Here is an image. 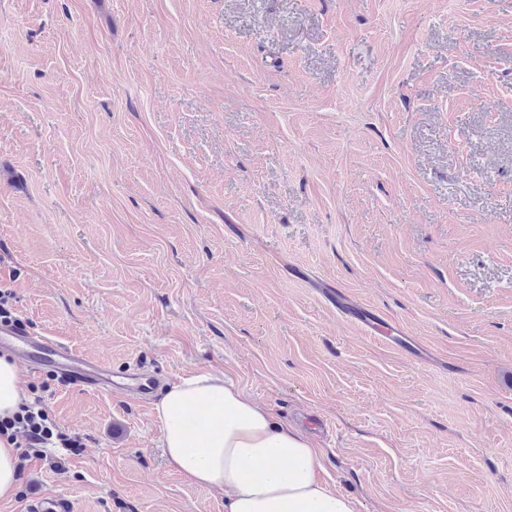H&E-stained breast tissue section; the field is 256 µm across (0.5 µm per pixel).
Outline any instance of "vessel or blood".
Wrapping results in <instances>:
<instances>
[{
  "instance_id": "obj_1",
  "label": "vessel or blood",
  "mask_w": 512,
  "mask_h": 512,
  "mask_svg": "<svg viewBox=\"0 0 512 512\" xmlns=\"http://www.w3.org/2000/svg\"><path fill=\"white\" fill-rule=\"evenodd\" d=\"M0 348L17 352L28 360L33 371L52 368L60 378L87 390L108 392L122 388L143 396L151 394L155 387L152 379L134 373L117 374L86 353L34 334L22 319L0 324Z\"/></svg>"
}]
</instances>
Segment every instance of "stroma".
<instances>
[{"label":"stroma","instance_id":"stroma-1","mask_svg":"<svg viewBox=\"0 0 512 512\" xmlns=\"http://www.w3.org/2000/svg\"><path fill=\"white\" fill-rule=\"evenodd\" d=\"M0 294L113 371L226 374L357 512H512V0H0ZM23 377L82 451L0 512H224L152 401Z\"/></svg>","mask_w":512,"mask_h":512}]
</instances>
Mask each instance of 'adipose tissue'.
Here are the masks:
<instances>
[{"label": "adipose tissue", "mask_w": 512, "mask_h": 512, "mask_svg": "<svg viewBox=\"0 0 512 512\" xmlns=\"http://www.w3.org/2000/svg\"><path fill=\"white\" fill-rule=\"evenodd\" d=\"M26 399L16 363L0 355V418ZM154 414L169 466L223 489L224 512H357L324 479L322 450L222 374L199 370L172 383Z\"/></svg>", "instance_id": "ef3b65f1"}]
</instances>
